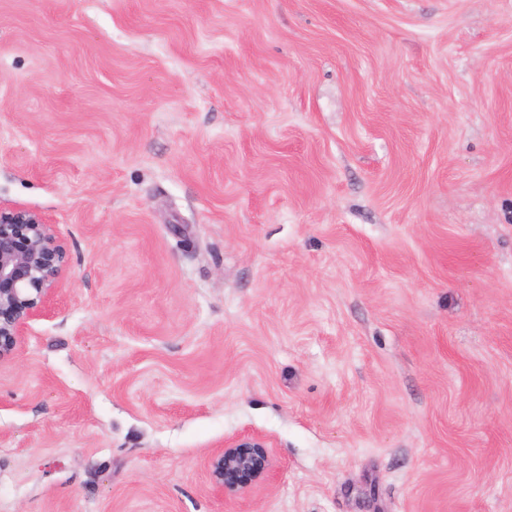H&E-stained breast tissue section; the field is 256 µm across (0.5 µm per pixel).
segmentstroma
Returning a JSON list of instances; mask_svg holds the SVG:
<instances>
[{
	"label": "stroma",
	"mask_w": 512,
	"mask_h": 512,
	"mask_svg": "<svg viewBox=\"0 0 512 512\" xmlns=\"http://www.w3.org/2000/svg\"><path fill=\"white\" fill-rule=\"evenodd\" d=\"M0 204V512H512V0H0ZM65 258L41 213L0 205V362L16 353L29 321L49 311ZM266 448L259 436H244L217 450L208 462L213 482L224 494L235 495L252 484L267 480L272 465L259 449Z\"/></svg>",
	"instance_id": "obj_1"
}]
</instances>
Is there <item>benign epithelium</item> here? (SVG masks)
Listing matches in <instances>:
<instances>
[{"mask_svg":"<svg viewBox=\"0 0 512 512\" xmlns=\"http://www.w3.org/2000/svg\"><path fill=\"white\" fill-rule=\"evenodd\" d=\"M66 251L54 225L23 206H0V361L18 350L30 320L47 314L58 294ZM265 441L244 436L217 450L208 462L213 482L235 495L267 480L272 465Z\"/></svg>","mask_w":512,"mask_h":512,"instance_id":"7a95c632","label":"benign epithelium"}]
</instances>
